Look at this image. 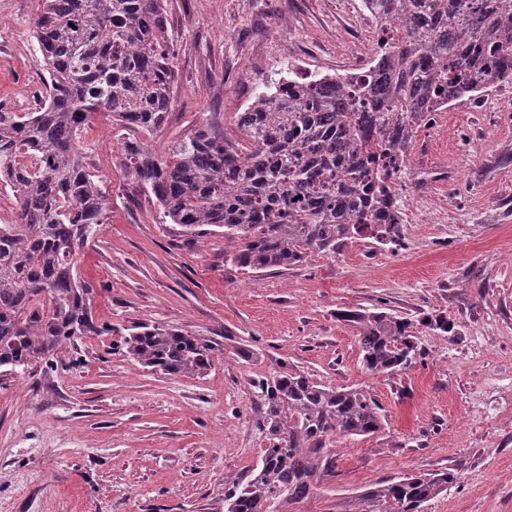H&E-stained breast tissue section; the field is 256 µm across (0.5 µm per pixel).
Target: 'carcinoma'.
<instances>
[{
	"label": "carcinoma",
	"instance_id": "cac0c4a2",
	"mask_svg": "<svg viewBox=\"0 0 512 512\" xmlns=\"http://www.w3.org/2000/svg\"><path fill=\"white\" fill-rule=\"evenodd\" d=\"M33 37L47 94L32 112L0 106V186L16 201L0 224V374L40 362L99 333L74 276L108 198L88 166L83 136L104 116L124 129L165 121L175 82L165 0H41ZM376 19L373 65L311 80H267L238 114L241 140L207 123L160 159L125 140L122 163L164 217L190 234L224 229V257L272 270L315 252L336 256L354 239L400 238L407 151L421 122L445 102L477 103L512 82V0H363ZM356 325L371 374L417 357L410 320L387 311L342 315ZM124 354L173 376H202L221 346L203 336L140 326ZM266 442L241 480L224 477V512H277L336 474L333 443L371 436L384 408L363 387L316 383L283 366L250 383ZM458 479L452 470L370 487L343 512H423Z\"/></svg>",
	"mask_w": 512,
	"mask_h": 512
}]
</instances>
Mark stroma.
Instances as JSON below:
<instances>
[{
    "instance_id": "obj_1",
    "label": "stroma",
    "mask_w": 512,
    "mask_h": 512,
    "mask_svg": "<svg viewBox=\"0 0 512 512\" xmlns=\"http://www.w3.org/2000/svg\"><path fill=\"white\" fill-rule=\"evenodd\" d=\"M38 0H0V105L31 112L45 93L32 36ZM177 78L157 130L165 156L204 123L236 140L267 79L368 67L377 24L361 0H166ZM487 90L421 127L408 149L423 184L401 193L402 246L369 239L296 267L224 258V235H187L122 166L127 131L100 117L86 164L110 196L75 269L103 331L0 379V512H224V478L247 477L264 443L250 379L288 365L319 383L369 388L387 422L335 445L336 475L279 512H341L364 487L451 469L460 483L424 512H512V112ZM385 307L412 322L407 370L368 374L344 310ZM445 318L452 332L431 329ZM223 346L204 376L129 359L130 326ZM253 351L244 361L239 349Z\"/></svg>"
}]
</instances>
